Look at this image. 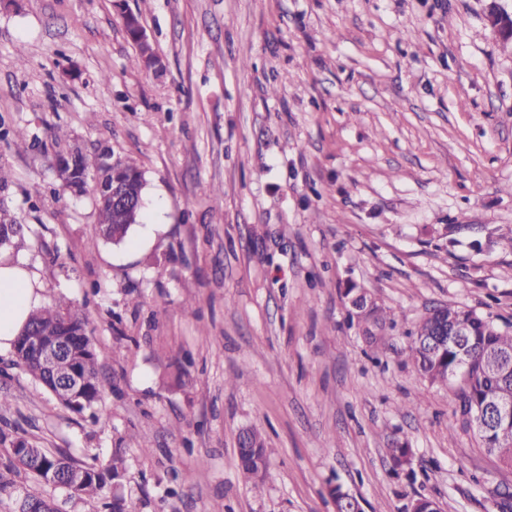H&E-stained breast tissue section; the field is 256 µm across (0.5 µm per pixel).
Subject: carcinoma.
I'll return each instance as SVG.
<instances>
[{"label": "carcinoma", "instance_id": "cac0c4a2", "mask_svg": "<svg viewBox=\"0 0 512 512\" xmlns=\"http://www.w3.org/2000/svg\"><path fill=\"white\" fill-rule=\"evenodd\" d=\"M124 28L128 38L138 48V62L149 68L153 66L155 55L152 47L140 41L139 31L142 25L139 15H124ZM109 153L86 154L75 153L73 165L59 170L62 184L68 189L82 190L88 179L101 174L107 180L122 179L127 182L131 204L117 207L110 203L97 204L100 235L103 239L116 245L123 243L132 225L139 223L143 189L141 178L143 172L135 165L117 160L112 166H105ZM23 225L5 207L0 205V235L6 245L22 235ZM448 322L463 320L470 322L472 331L464 345L453 340L443 343L441 349L432 352L424 342L432 337L436 320L425 317L415 331V338L409 349V359L417 372L430 384L451 388L455 398L454 414L459 416L463 426L471 428L479 437L482 447L494 450L501 456V461L512 466V419L499 421L494 425L482 426L475 419L477 409L490 398L512 402V325L503 327L493 320L482 317L472 310L448 306ZM67 323L80 332L77 344L76 368L81 378V386L75 395L60 399L70 410L83 413L94 409L102 399L99 385L100 352L87 334L88 318L84 312L63 300L43 306L31 314L24 330L31 328H54ZM26 452L19 455L10 452L15 463L24 471L45 484L66 487L65 476L79 467L84 469L86 478L72 494L85 499H94L104 488L106 478L119 474L121 460L116 459L112 469L104 472L93 465L76 461L65 452L51 454L37 444L26 439L19 440ZM266 457V448L262 437L252 431L248 447L237 449L238 465L248 477L256 480L254 487H259L271 479L268 470L256 475L250 462L253 457ZM19 512H57L50 501L27 496L20 505Z\"/></svg>", "mask_w": 512, "mask_h": 512}]
</instances>
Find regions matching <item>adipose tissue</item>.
<instances>
[{
	"label": "adipose tissue",
	"instance_id": "adipose-tissue-1",
	"mask_svg": "<svg viewBox=\"0 0 512 512\" xmlns=\"http://www.w3.org/2000/svg\"><path fill=\"white\" fill-rule=\"evenodd\" d=\"M41 303L40 290L28 271L0 260V349L11 347Z\"/></svg>",
	"mask_w": 512,
	"mask_h": 512
}]
</instances>
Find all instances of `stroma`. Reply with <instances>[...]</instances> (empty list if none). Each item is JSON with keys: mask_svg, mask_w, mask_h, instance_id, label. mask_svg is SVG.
<instances>
[{"mask_svg": "<svg viewBox=\"0 0 512 512\" xmlns=\"http://www.w3.org/2000/svg\"><path fill=\"white\" fill-rule=\"evenodd\" d=\"M490 2L0 0V117L26 131L0 139L25 228L0 257L87 314L103 387L72 412L0 351V512L27 493L60 512H334V484L363 512L420 495L493 512L512 468L406 355L440 305L512 323V252L472 246L512 234V47ZM126 10L162 71L135 64ZM67 145L143 171L126 243L101 238L95 183L57 178ZM352 285L383 311L378 343ZM246 428L267 448L258 489ZM19 438L123 475L79 499L10 467ZM248 445L249 447L247 448H237L238 465L245 475L258 481L254 484V487L258 488L260 485L264 484L265 481L271 479V474L266 466L262 474L257 476L250 462L254 456L266 459V448L262 437L254 431H250Z\"/></svg>", "mask_w": 512, "mask_h": 512, "instance_id": "obj_1", "label": "stroma"}]
</instances>
